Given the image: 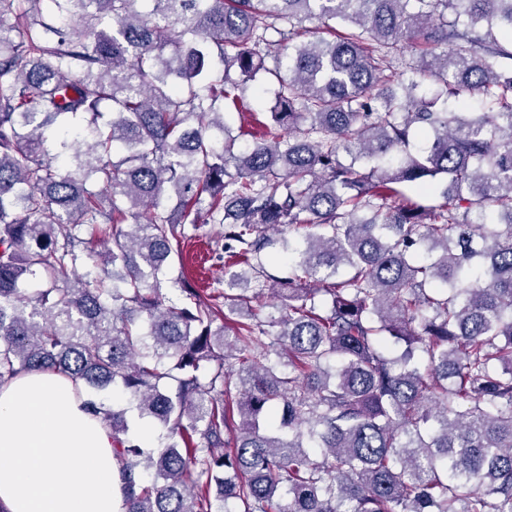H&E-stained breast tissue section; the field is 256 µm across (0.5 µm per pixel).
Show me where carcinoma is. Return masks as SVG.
I'll return each instance as SVG.
<instances>
[{
	"instance_id": "1",
	"label": "carcinoma",
	"mask_w": 512,
	"mask_h": 512,
	"mask_svg": "<svg viewBox=\"0 0 512 512\" xmlns=\"http://www.w3.org/2000/svg\"><path fill=\"white\" fill-rule=\"evenodd\" d=\"M148 2L0 0V382L112 389L123 512H512V0ZM207 239L205 236L200 239H193L186 242L183 248V256L186 258L187 270L192 273L195 278H198L199 284L205 287L211 281L212 271L211 267L216 260L212 259L211 251L206 245Z\"/></svg>"
}]
</instances>
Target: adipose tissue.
I'll return each instance as SVG.
<instances>
[{
	"mask_svg": "<svg viewBox=\"0 0 512 512\" xmlns=\"http://www.w3.org/2000/svg\"><path fill=\"white\" fill-rule=\"evenodd\" d=\"M60 373L0 383V512H121L112 430Z\"/></svg>",
	"mask_w": 512,
	"mask_h": 512,
	"instance_id": "1",
	"label": "adipose tissue"
}]
</instances>
